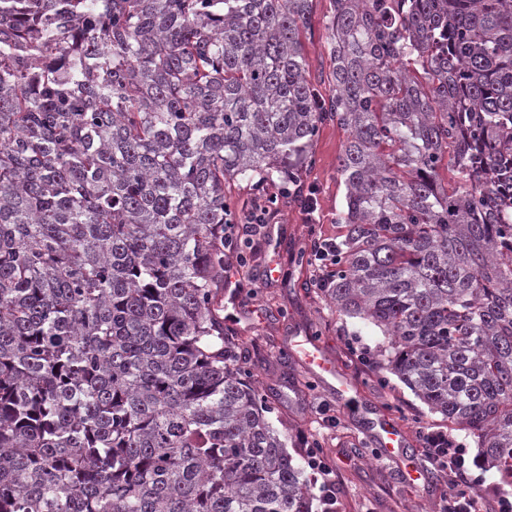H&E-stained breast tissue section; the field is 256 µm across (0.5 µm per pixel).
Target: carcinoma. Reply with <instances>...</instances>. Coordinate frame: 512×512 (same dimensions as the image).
Segmentation results:
<instances>
[{
	"mask_svg": "<svg viewBox=\"0 0 512 512\" xmlns=\"http://www.w3.org/2000/svg\"><path fill=\"white\" fill-rule=\"evenodd\" d=\"M0 0V512H312L227 345L224 182L304 207L339 317L512 488V0ZM459 186L448 190L443 167ZM330 8L329 0H313V9L311 15V39L310 32L306 35L305 41L310 71L313 76L323 73L325 81L319 86L323 94H328L330 84L327 80V74L331 70V61L328 55V48L323 28V18Z\"/></svg>",
	"mask_w": 512,
	"mask_h": 512,
	"instance_id": "cac0c4a2",
	"label": "carcinoma"
}]
</instances>
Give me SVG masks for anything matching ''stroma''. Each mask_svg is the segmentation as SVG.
<instances>
[{
  "label": "stroma",
  "instance_id": "1",
  "mask_svg": "<svg viewBox=\"0 0 512 512\" xmlns=\"http://www.w3.org/2000/svg\"><path fill=\"white\" fill-rule=\"evenodd\" d=\"M329 8V0H313L306 50L314 74L331 69L323 28ZM344 139L343 130L329 124L314 141L316 164L306 179L317 189L315 223H305L302 210L291 199H280L264 240L254 250V262L240 269L235 256L227 257V267L236 270L233 282L244 286L237 293L225 291L222 300L225 312L233 316L231 341L250 351L256 379L277 390L271 420L278 429L287 430L288 451L297 463L305 461L302 439L306 436L318 440L330 458L336 483L334 512H438L448 478L427 463L419 431L444 428L441 416L429 413L395 376L379 381L372 363L353 355L356 347L376 350L383 341L378 328L336 316L318 290L295 287L284 277L287 243L308 248L338 234L336 215L344 207L345 186L336 175V157ZM311 335L334 358L341 376L353 381V404L337 398L290 355V337ZM369 411L403 430L406 453H379L365 420ZM416 470L421 471V479L410 481L409 473Z\"/></svg>",
  "mask_w": 512,
  "mask_h": 512
}]
</instances>
